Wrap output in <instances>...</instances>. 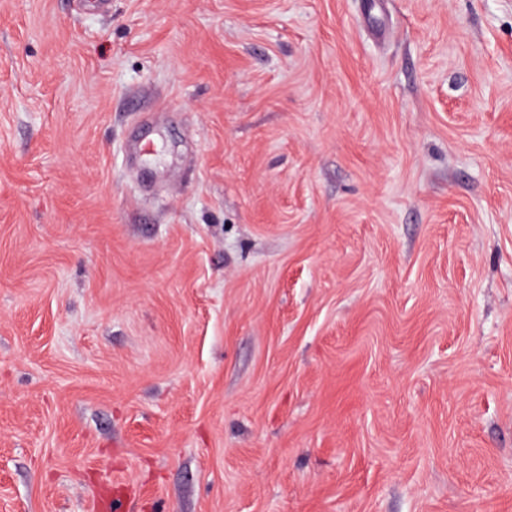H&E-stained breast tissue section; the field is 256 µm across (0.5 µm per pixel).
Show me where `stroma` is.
Here are the masks:
<instances>
[{"mask_svg":"<svg viewBox=\"0 0 512 512\" xmlns=\"http://www.w3.org/2000/svg\"><path fill=\"white\" fill-rule=\"evenodd\" d=\"M0 512H512V0H0Z\"/></svg>","mask_w":512,"mask_h":512,"instance_id":"stroma-1","label":"stroma"}]
</instances>
